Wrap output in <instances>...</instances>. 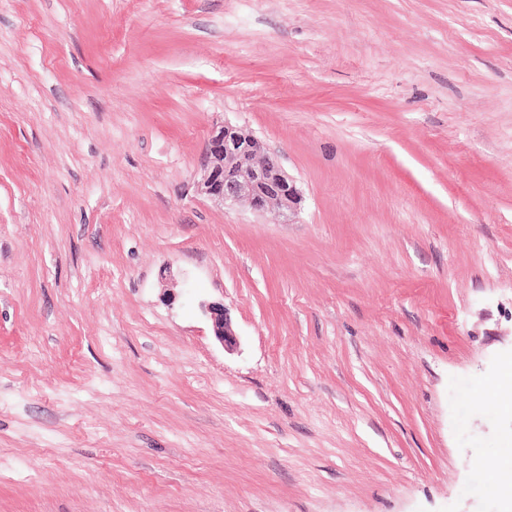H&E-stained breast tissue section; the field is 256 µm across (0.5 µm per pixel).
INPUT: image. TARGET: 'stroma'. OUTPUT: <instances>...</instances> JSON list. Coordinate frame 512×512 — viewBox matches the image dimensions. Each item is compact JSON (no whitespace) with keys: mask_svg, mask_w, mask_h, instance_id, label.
Wrapping results in <instances>:
<instances>
[{"mask_svg":"<svg viewBox=\"0 0 512 512\" xmlns=\"http://www.w3.org/2000/svg\"><path fill=\"white\" fill-rule=\"evenodd\" d=\"M511 367L512 0H0V512H503ZM198 191L223 204L246 200L258 212L289 211L299 201L293 179L277 159L262 155L260 140L224 122L209 134ZM204 313L212 325L215 340L224 349H233L237 345L236 335L227 319L224 304L219 302H208L202 305ZM502 453L507 463L498 471L496 479L491 485L493 494L507 498L509 489L512 487V448L510 443L502 447Z\"/></svg>","mask_w":512,"mask_h":512,"instance_id":"stroma-1","label":"stroma"}]
</instances>
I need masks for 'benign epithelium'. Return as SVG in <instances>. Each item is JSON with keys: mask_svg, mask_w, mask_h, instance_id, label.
<instances>
[{"mask_svg": "<svg viewBox=\"0 0 512 512\" xmlns=\"http://www.w3.org/2000/svg\"><path fill=\"white\" fill-rule=\"evenodd\" d=\"M198 191L224 204L246 200L263 212L288 211L299 201L293 179L277 159L262 155L260 140L244 129L224 123L209 134L205 153V174ZM212 325L215 340L225 349L237 345L224 304L202 305Z\"/></svg>", "mask_w": 512, "mask_h": 512, "instance_id": "1", "label": "benign epithelium"}]
</instances>
